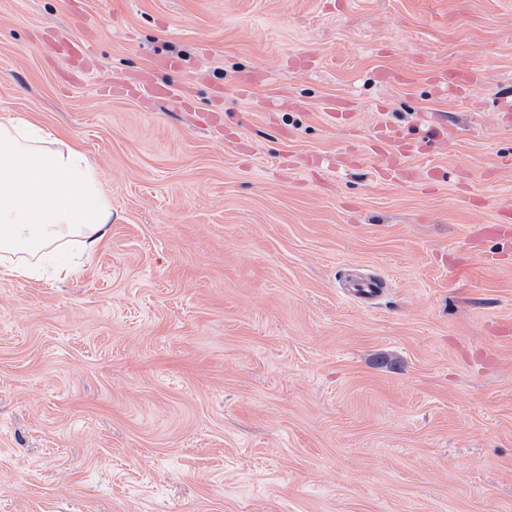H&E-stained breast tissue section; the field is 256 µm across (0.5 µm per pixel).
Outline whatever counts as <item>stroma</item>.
<instances>
[{"label": "stroma", "mask_w": 512, "mask_h": 512, "mask_svg": "<svg viewBox=\"0 0 512 512\" xmlns=\"http://www.w3.org/2000/svg\"><path fill=\"white\" fill-rule=\"evenodd\" d=\"M509 94L512 0H0V119L112 200L82 276L0 279V512H512Z\"/></svg>", "instance_id": "1"}]
</instances>
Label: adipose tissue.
I'll list each match as a JSON object with an SVG mask.
<instances>
[{
  "label": "adipose tissue",
  "instance_id": "1",
  "mask_svg": "<svg viewBox=\"0 0 512 512\" xmlns=\"http://www.w3.org/2000/svg\"><path fill=\"white\" fill-rule=\"evenodd\" d=\"M112 225V204L99 170L81 148L31 120H0V276L72 279L71 242L96 252Z\"/></svg>",
  "mask_w": 512,
  "mask_h": 512
}]
</instances>
